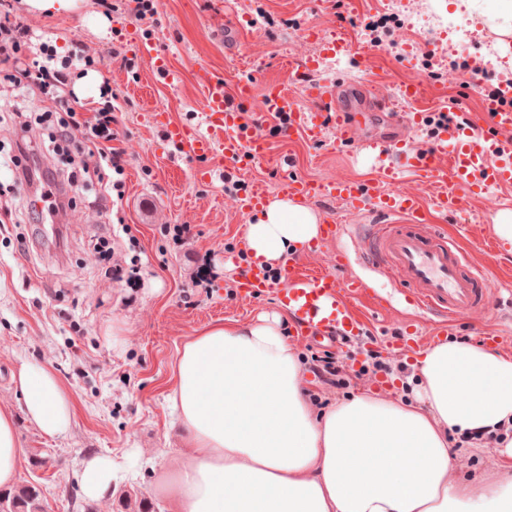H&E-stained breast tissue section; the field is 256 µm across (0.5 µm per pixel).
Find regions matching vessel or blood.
<instances>
[{
  "mask_svg": "<svg viewBox=\"0 0 512 512\" xmlns=\"http://www.w3.org/2000/svg\"><path fill=\"white\" fill-rule=\"evenodd\" d=\"M317 52L308 55L305 70H318L325 59L349 52L345 37L319 40ZM205 105L194 123L168 122L165 113H152L154 125L161 127L166 142L182 147L197 158L213 154L246 164L265 157L269 141L261 127L248 121L253 109L262 112H286L291 121L281 132L291 139L303 136L322 142L333 134L337 144L368 151L374 158L378 176L361 182L333 179L314 184L305 179L290 181V197L306 198L321 194L346 203L367 218L363 224H324L320 240L327 243L346 235L345 249L337 251L336 265L328 269H303L284 262L280 279H271L264 258L251 259L237 282L242 298L272 293L290 318L293 334L299 339H333L362 336L366 320L355 306L367 299L381 306L403 301L426 322L432 335L447 334L448 325L461 320L482 321L496 309L502 289L492 274L474 266L460 247L450 240L440 226L428 223V205L415 194L393 190L401 170L429 181L443 178L444 186L431 206L454 216L463 212L469 195L512 184V112L503 110L497 99L484 101L483 110L494 132L485 135L464 127L443 134L442 142L431 150L408 146L407 133L418 127L425 115L416 108L424 90L418 85L402 87L401 95L411 104V111L386 113L389 131L383 136L367 132L368 115L352 111L344 99L348 93L342 83H309L308 96L329 104V112L299 111L293 96L272 86L263 96H255L251 80L239 81L234 101H227L222 79L204 75ZM269 203V194L256 186L238 195L235 208L246 216L261 213ZM362 265L388 279L390 296H383L358 277L355 266Z\"/></svg>",
  "mask_w": 512,
  "mask_h": 512,
  "instance_id": "vessel-or-blood-1",
  "label": "vessel or blood"
}]
</instances>
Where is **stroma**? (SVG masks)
<instances>
[{
    "instance_id": "35a3bbf8",
    "label": "stroma",
    "mask_w": 512,
    "mask_h": 512,
    "mask_svg": "<svg viewBox=\"0 0 512 512\" xmlns=\"http://www.w3.org/2000/svg\"><path fill=\"white\" fill-rule=\"evenodd\" d=\"M431 8L464 17L473 37L452 45L425 39L418 21ZM492 8L491 0H483L476 10L462 0H399L392 10L385 0H230L225 7L215 0H158L154 18L139 24L124 10L104 15L93 0H77L71 13L22 7L26 23L34 31L54 34L60 50L77 40L90 57L103 59L101 72H89L76 83L80 104L97 105L106 91L124 104L117 145L127 160L125 196L108 216L81 204L59 212L57 221L66 228L62 246L34 243L35 222L24 212L30 188L16 184L14 167L0 165V200L12 202L24 214L22 223L0 225V409L12 411L25 452L41 451L48 460L40 475L51 512H80L85 497L79 462L86 454L112 456L121 466L140 448L151 456V463L142 465L134 479L117 472L109 494L95 501L96 512H114L120 491L130 488L157 503L159 512H172L156 486L165 473L183 464V438L167 400L178 348L209 323L249 324L261 314L279 312L275 295L243 300L227 292V284L236 281L249 263L244 238L250 219L233 209L220 180L197 181L196 170L208 166L218 173L231 172L248 185L264 187L274 198L282 197L289 180L296 177L363 181L374 174L370 160L330 137L319 144L300 136L273 137L269 155L244 167L218 155L196 159L163 143L150 113L162 109L174 123L197 118L203 109L206 73L222 77L230 88L251 79L260 93L280 84L294 95L301 111L319 109V102L291 77L313 50L305 34L314 29L326 36L345 33L352 50L341 62L326 60L312 73V80L362 86L366 105L386 104L400 85L421 82L428 96L424 112L448 107L470 121L482 108L478 86L497 84L512 73V36L493 30ZM243 13L253 15L254 26L241 36L233 22ZM372 24L391 29L392 37L371 42ZM135 33L167 56L181 75L179 83H166L153 60L138 53L131 40ZM114 45L123 47L124 59L112 58L109 49ZM492 50L500 61L485 67L479 77L460 69L449 73L450 63L483 60ZM494 197L490 203L484 196H469L464 214L457 218L435 211L427 218L471 250L498 284L512 285V251L501 246L494 230L498 212L512 211V187L495 189ZM124 224L139 241L144 279L140 288L107 282L98 273L94 237L111 234ZM174 224L191 225L194 237L188 248L163 235V228ZM21 234L26 243H18ZM190 250L214 258L221 277L210 291L192 285L197 265L186 256ZM363 312L367 336L343 349L357 367L375 350L376 339L397 335L409 319L397 309L367 305ZM485 329L501 333L497 351L512 356V320L504 315L490 317L480 326L450 324L447 338L477 344ZM414 358L411 351L392 358L404 367L401 385L394 387L386 376L368 374L328 392L322 403L313 405V412L322 414L366 391L382 399L391 394L416 403ZM24 362L50 369L73 398L75 413L63 436L44 437L28 421L13 381ZM498 448L492 440L479 452L458 449L467 467L452 473V480L498 477Z\"/></svg>"
}]
</instances>
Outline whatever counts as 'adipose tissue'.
<instances>
[{
  "label": "adipose tissue",
  "mask_w": 512,
  "mask_h": 512,
  "mask_svg": "<svg viewBox=\"0 0 512 512\" xmlns=\"http://www.w3.org/2000/svg\"><path fill=\"white\" fill-rule=\"evenodd\" d=\"M318 233L315 214L276 198L249 225L248 252L274 261ZM278 324L212 323L179 349L168 400L185 462L157 487L174 512H512V445L498 479L448 478L462 465L449 432L512 425V357L441 342L414 364L417 405L365 393L318 416ZM13 379L38 430L64 435L75 405L57 377L25 363ZM23 456L13 415L0 410V487Z\"/></svg>",
  "instance_id": "obj_1"
}]
</instances>
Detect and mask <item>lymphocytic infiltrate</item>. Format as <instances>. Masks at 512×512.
Masks as SVG:
<instances>
[{"mask_svg":"<svg viewBox=\"0 0 512 512\" xmlns=\"http://www.w3.org/2000/svg\"><path fill=\"white\" fill-rule=\"evenodd\" d=\"M90 62L78 42L72 43L66 54H59L51 40L30 29L13 0H0V77L11 88L9 95L0 96V112L12 109L13 94L28 91L40 93L52 106L63 102L73 70ZM115 111V105L109 104L87 117L69 110L56 112L52 107L41 114V121L50 129V150L69 154L72 165L67 174L51 171L45 175L55 207H64L78 192L92 193L95 207L109 202L113 195H124V152L113 145ZM312 370L323 384L340 389L368 372L394 374L396 366L376 352L356 369L337 353L327 351L316 356Z\"/></svg>","mask_w":512,"mask_h":512,"instance_id":"1","label":"lymphocytic infiltrate"}]
</instances>
